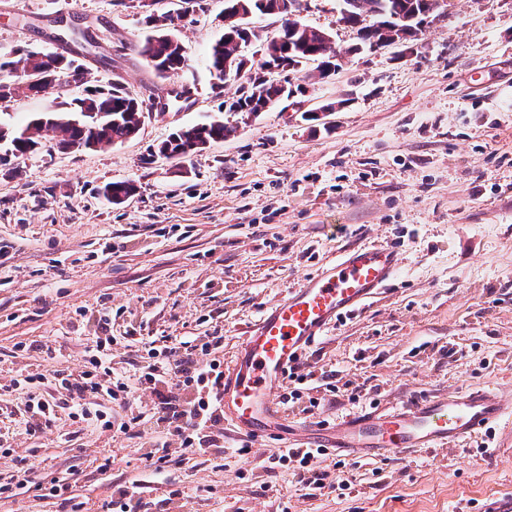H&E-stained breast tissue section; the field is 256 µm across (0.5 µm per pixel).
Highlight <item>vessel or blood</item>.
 <instances>
[{
  "label": "vessel or blood",
  "mask_w": 512,
  "mask_h": 512,
  "mask_svg": "<svg viewBox=\"0 0 512 512\" xmlns=\"http://www.w3.org/2000/svg\"><path fill=\"white\" fill-rule=\"evenodd\" d=\"M400 263V252L384 244L348 249L263 310L224 366V421L237 437L255 444L284 438L295 450L324 448L376 460L448 449L512 415V402L498 392L460 389L355 412L334 423L287 425L279 396L289 369L330 328L388 288Z\"/></svg>",
  "instance_id": "vessel-or-blood-1"
}]
</instances>
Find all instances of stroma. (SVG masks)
I'll use <instances>...</instances> for the list:
<instances>
[{"instance_id": "35a3bbf8", "label": "stroma", "mask_w": 512, "mask_h": 512, "mask_svg": "<svg viewBox=\"0 0 512 512\" xmlns=\"http://www.w3.org/2000/svg\"><path fill=\"white\" fill-rule=\"evenodd\" d=\"M186 50L187 65L160 78L139 47L142 12L123 0H0V57L19 49L78 59L84 77L62 95L0 100V127L17 131L62 111L86 89L122 84L143 104L140 130L110 145L63 151L51 134L31 154L0 142V384L33 364L74 371L87 336L108 315L115 336L169 344L224 336V358L263 309L322 263L362 244L403 254L392 288L315 344L317 371L341 388L317 420L384 408L465 387L512 390V0H447L446 16L401 47L352 53L354 29L336 0H302L303 23L332 37L338 68L327 79L285 72L304 93L287 110H222L234 85L210 73L224 31V0H198L188 19L178 0H157ZM96 48L60 40L57 19ZM341 102L340 111L313 109ZM223 119L224 141L183 160L155 157L174 130ZM136 193L115 205L108 182ZM29 351L17 356V344ZM61 349L47 359L42 344ZM361 392L352 400V392ZM25 400L0 403V434L33 477L74 474L83 512H103L115 484L137 473L143 440L74 423L66 411L44 432L18 426ZM437 453L381 460L334 456L344 491L305 489L270 469L276 447L253 448L245 476L215 455L197 457L182 512H488L512 498V418ZM112 461L99 472L97 461Z\"/></svg>"}]
</instances>
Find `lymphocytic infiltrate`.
Wrapping results in <instances>:
<instances>
[{"instance_id":"1","label":"lymphocytic infiltrate","mask_w":512,"mask_h":512,"mask_svg":"<svg viewBox=\"0 0 512 512\" xmlns=\"http://www.w3.org/2000/svg\"><path fill=\"white\" fill-rule=\"evenodd\" d=\"M224 385V339L218 335L201 337L199 343L189 341L167 347L165 354L147 349L137 371L130 376L112 370V339L94 336L85 349L77 372L59 377V386L66 393L57 399L48 391L43 370L29 369L21 377L0 386V393L9 395L22 389L26 392L23 420L27 433L35 434L50 426L59 406L69 409L73 421L94 424L101 430H118L123 434H146V450L140 461L141 478L115 485L105 512H141L142 494L148 477L162 478L167 487L166 503L181 508L182 494L175 489L171 467L186 468L196 456L209 448L224 446V412L221 389ZM337 392L333 374L316 373L309 359L288 374V384L281 396L284 406L308 402L310 408L320 405L312 390ZM148 393V405L138 407L127 421L112 424L108 405L118 402L132 404L136 392ZM228 458L245 463L251 450L248 441L225 448ZM322 449L304 452L278 450L271 457L274 465L293 467L297 484L305 488H335L336 478L314 465Z\"/></svg>"}]
</instances>
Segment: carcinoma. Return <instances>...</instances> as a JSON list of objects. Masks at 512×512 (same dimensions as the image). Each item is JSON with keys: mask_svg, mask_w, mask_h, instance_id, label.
<instances>
[{"mask_svg": "<svg viewBox=\"0 0 512 512\" xmlns=\"http://www.w3.org/2000/svg\"><path fill=\"white\" fill-rule=\"evenodd\" d=\"M279 0H224V13L279 16ZM341 20L355 28L361 43L371 47H387L408 40L412 30H418L430 17H436L433 5L437 0H338ZM165 16L153 13L144 17L150 33L141 49L155 72L166 77L186 66V55L181 52L178 37L164 25ZM259 33L224 26V34L209 51L210 72L221 82L237 84L236 95L224 102L228 112L255 115L287 102L301 88H292L288 81L275 78V71H286L299 63H315V70L326 77L336 69V54L331 36L297 19L284 18L276 32L265 36L266 53L258 64L249 63L243 48L250 40L262 38ZM43 70L59 76L79 79L80 66L61 55L34 50H19L12 57L0 58V71L11 72ZM74 112L80 119H66L57 113H46L32 120L20 134L0 129V139L10 141L13 151L24 155L34 151L44 132H52L58 144L83 146L90 137L87 124L98 128L95 145L121 142L134 136L141 123L140 107L119 84L100 86L84 98L74 100ZM231 129L221 120H213L171 133L157 148L155 155L167 159H182L201 151L214 142L224 140ZM135 191L129 182H110L101 188V194L112 204L120 205Z\"/></svg>", "mask_w": 512, "mask_h": 512, "instance_id": "cac0c4a2", "label": "carcinoma"}]
</instances>
